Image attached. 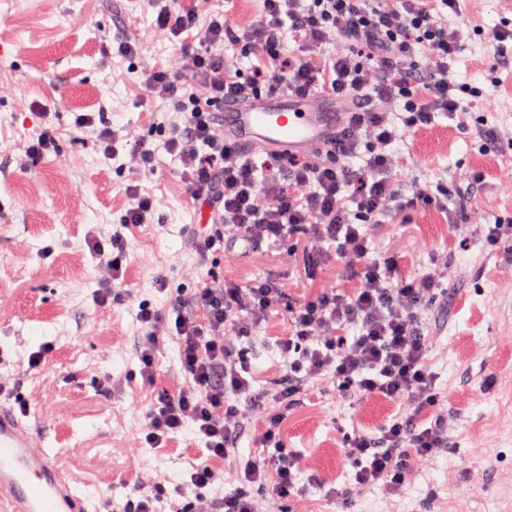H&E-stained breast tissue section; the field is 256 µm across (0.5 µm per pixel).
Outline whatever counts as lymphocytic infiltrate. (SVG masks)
<instances>
[{"mask_svg": "<svg viewBox=\"0 0 512 512\" xmlns=\"http://www.w3.org/2000/svg\"><path fill=\"white\" fill-rule=\"evenodd\" d=\"M156 30L168 37L194 33L184 46L178 73L158 69L144 82L184 114L172 129L167 148L181 164V176L198 208L212 221L191 232L200 264L225 240L244 237L253 247L290 243L305 268H315L325 247L346 262L354 288H333L303 300L291 299L280 283L248 285L207 278L176 298L170 312L144 304L138 320L145 334L138 353L145 380H152L161 336L179 339L180 361L191 377L187 390L158 393L148 415L144 441L157 448L184 427L203 445L201 463L189 473L191 502L173 498L170 512H256L252 491L267 484V464L239 463L235 491L221 498L205 490L217 478L210 461L229 455L242 437L248 414L266 415L265 446L276 448L277 495L296 490L294 460L282 453L273 428L298 405L307 383L329 378L348 398L384 397L400 410L378 433L345 434L347 456L355 469L354 486L376 484L397 490L406 483L411 461L425 460L448 445V416L437 412V377L428 363L425 316L448 292L446 256L417 279L397 276V261L372 257L369 224H385L397 208L396 181L406 180L409 164L395 147L399 128L389 108L403 103L408 126L431 124L436 115L456 117L462 110L451 63L465 39L450 26L460 0H263L259 23L236 33L228 16L201 17L176 0H158ZM298 39V52L285 56L286 32ZM246 43L256 62L250 78L233 70L220 47ZM335 52H326L327 44ZM263 89L296 93L325 90L349 102V116L334 149L317 161L255 160L224 141L215 111L224 99ZM78 127L98 124V149L123 156L132 171L153 167L144 144L119 148L107 116L77 115ZM126 239H90L99 261L98 305L112 298L122 275ZM284 309L288 332L278 344L288 372L274 392L259 393L249 380L253 341L275 309Z\"/></svg>", "mask_w": 512, "mask_h": 512, "instance_id": "lymphocytic-infiltrate-1", "label": "lymphocytic infiltrate"}]
</instances>
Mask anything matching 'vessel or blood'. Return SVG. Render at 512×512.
Returning <instances> with one entry per match:
<instances>
[{"instance_id": "1", "label": "vessel or blood", "mask_w": 512, "mask_h": 512, "mask_svg": "<svg viewBox=\"0 0 512 512\" xmlns=\"http://www.w3.org/2000/svg\"><path fill=\"white\" fill-rule=\"evenodd\" d=\"M224 140L269 158L310 157L331 150L346 120L329 92H259L228 99L218 115ZM0 512H88L75 476L38 441L7 394H0Z\"/></svg>"}]
</instances>
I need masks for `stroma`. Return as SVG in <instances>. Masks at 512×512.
<instances>
[{
    "label": "stroma",
    "instance_id": "stroma-1",
    "mask_svg": "<svg viewBox=\"0 0 512 512\" xmlns=\"http://www.w3.org/2000/svg\"><path fill=\"white\" fill-rule=\"evenodd\" d=\"M154 0H0V386L29 405L36 434L57 464L72 472L89 499V512L139 500L158 491L192 497L183 480L198 463L191 428L165 447L144 442L147 414L158 390L187 385L179 344L164 337L153 381H144L137 345L143 334L140 304L165 310L180 290L215 271L248 284L281 277L296 298L322 288L355 285L338 262L308 279L285 249L258 247L248 256L217 254L211 269L196 266L188 246L195 209L181 181L180 163L166 149L182 122L179 107L153 96L149 70H177L181 39L158 33ZM512 0H462L453 25L468 35L451 66L462 87L463 114L436 116L410 128L397 146L421 185L448 187V207L474 212L480 224L512 222V52L494 40ZM142 46L137 58L117 52L119 40ZM497 84H490L489 73ZM45 104L41 120L34 104ZM106 113L120 141L136 139L155 155L153 171L133 174L96 147L93 128L76 129L81 113ZM51 129L52 152L29 160L25 149ZM153 197L146 223L124 229L127 259L112 303L97 306V261L89 236L108 241L134 200L128 185ZM376 251L395 254L411 279L433 257L448 256V298L429 315V362L448 410V446L414 462L402 491L374 485L350 496L353 482L344 433H377L399 410L372 397L346 402L335 383L313 380L300 405L279 424L285 449L295 455L299 491L279 497L257 491L261 512H512V273L497 246L478 226L452 227L444 212L410 207L393 223L370 229ZM166 288H158V279ZM283 314L272 313L255 340L253 387L271 388L285 371L278 347ZM51 343L42 368L31 353ZM262 417L248 423L210 493L224 496L238 482L235 461L271 456L259 436Z\"/></svg>",
    "mask_w": 512,
    "mask_h": 512
}]
</instances>
